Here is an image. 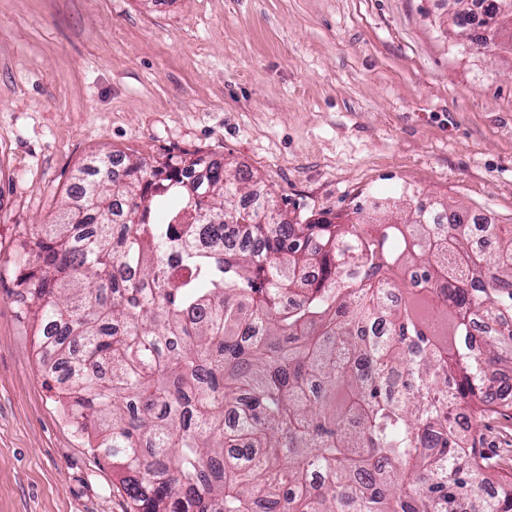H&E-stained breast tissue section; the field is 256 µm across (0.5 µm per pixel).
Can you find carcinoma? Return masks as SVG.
I'll list each match as a JSON object with an SVG mask.
<instances>
[{"instance_id":"1","label":"carcinoma","mask_w":512,"mask_h":512,"mask_svg":"<svg viewBox=\"0 0 512 512\" xmlns=\"http://www.w3.org/2000/svg\"><path fill=\"white\" fill-rule=\"evenodd\" d=\"M451 2L466 26L475 0ZM480 2L481 29L512 30ZM111 164L78 169L12 257L48 375L134 512H512V473L452 416L495 410L512 373V228L481 250L413 194L302 224L267 195L242 208L251 173L199 152Z\"/></svg>"}]
</instances>
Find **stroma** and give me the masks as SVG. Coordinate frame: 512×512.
<instances>
[{"label":"stroma","mask_w":512,"mask_h":512,"mask_svg":"<svg viewBox=\"0 0 512 512\" xmlns=\"http://www.w3.org/2000/svg\"><path fill=\"white\" fill-rule=\"evenodd\" d=\"M448 0H0V512H133L19 316L11 244L114 152L201 151L288 218L404 190L512 226V49L471 50ZM482 452L512 472V408Z\"/></svg>","instance_id":"stroma-1"}]
</instances>
